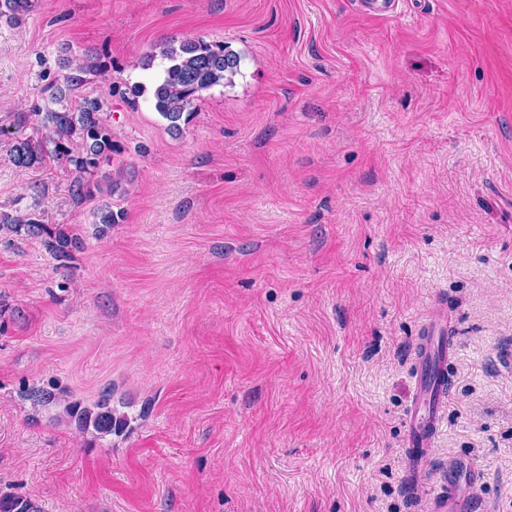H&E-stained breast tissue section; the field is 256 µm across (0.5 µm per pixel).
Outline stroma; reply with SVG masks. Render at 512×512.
Masks as SVG:
<instances>
[{
	"label": "stroma",
	"instance_id": "35a3bbf8",
	"mask_svg": "<svg viewBox=\"0 0 512 512\" xmlns=\"http://www.w3.org/2000/svg\"><path fill=\"white\" fill-rule=\"evenodd\" d=\"M0 21V218L68 225L60 263L0 234V491L41 512H512V0H31ZM220 42L233 83L181 132L161 41ZM70 57L118 150L13 165ZM122 212L95 233L102 204ZM454 356L426 475L405 421L424 324ZM44 388L59 403L33 406ZM120 435L70 424L103 390ZM68 48H61L63 64L66 68L71 70V74L65 77L66 89L68 92L75 89V87L82 85L86 82L85 77L82 75L95 74L99 70V65L95 58L73 61L70 57L66 56Z\"/></svg>",
	"mask_w": 512,
	"mask_h": 512
}]
</instances>
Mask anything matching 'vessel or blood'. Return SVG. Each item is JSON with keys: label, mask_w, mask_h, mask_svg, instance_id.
<instances>
[{"label": "vessel or blood", "mask_w": 512, "mask_h": 512, "mask_svg": "<svg viewBox=\"0 0 512 512\" xmlns=\"http://www.w3.org/2000/svg\"><path fill=\"white\" fill-rule=\"evenodd\" d=\"M450 360L445 326L440 315H433L418 347L414 396L405 425L408 477L413 482L423 476L421 462L430 453L439 429Z\"/></svg>", "instance_id": "b4317fda"}]
</instances>
